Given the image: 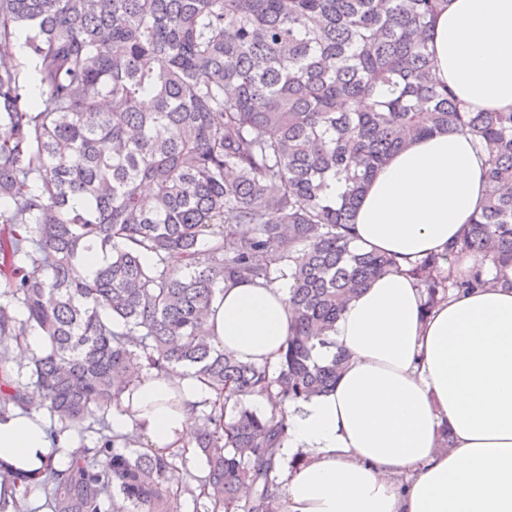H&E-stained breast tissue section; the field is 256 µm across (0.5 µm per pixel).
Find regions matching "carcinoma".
<instances>
[{
	"label": "carcinoma",
	"mask_w": 512,
	"mask_h": 512,
	"mask_svg": "<svg viewBox=\"0 0 512 512\" xmlns=\"http://www.w3.org/2000/svg\"><path fill=\"white\" fill-rule=\"evenodd\" d=\"M445 0H0V390L60 430L96 435L65 472L24 484L51 512H174L172 456L129 451L109 412L131 369L189 366L218 401L193 435L204 512H279V404L334 386L321 364L346 301L398 267L352 241L372 176L408 141L466 131L487 153L486 199L444 254L408 274L432 309L495 288L512 264V111L474 112L436 78ZM342 184L337 196L329 182ZM106 256L92 272L84 253ZM153 255V263L144 254ZM474 259L460 277L444 264ZM178 256L186 273L169 258ZM288 264L296 319L277 368L217 350L204 330L226 282ZM48 340L15 379L9 348ZM251 488L241 501L240 486Z\"/></svg>",
	"instance_id": "cac0c4a2"
}]
</instances>
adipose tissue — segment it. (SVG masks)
Returning a JSON list of instances; mask_svg holds the SVG:
<instances>
[{
	"label": "adipose tissue",
	"mask_w": 512,
	"mask_h": 512,
	"mask_svg": "<svg viewBox=\"0 0 512 512\" xmlns=\"http://www.w3.org/2000/svg\"><path fill=\"white\" fill-rule=\"evenodd\" d=\"M428 48L437 73L472 109L512 108V0H448ZM486 155L470 134L437 133L395 154L357 209L353 243L394 256L339 315L332 337L348 357L326 393L286 403L278 470L284 512H512V265L501 288L425 310L407 271L445 252L485 197ZM285 278L225 284L207 337L220 350L277 367L295 330ZM216 395L193 370L140 377L112 414V429L191 456L201 411ZM450 427L453 445L441 447ZM77 446L44 409L0 405V469L38 477L65 470Z\"/></svg>",
	"instance_id": "1"
}]
</instances>
